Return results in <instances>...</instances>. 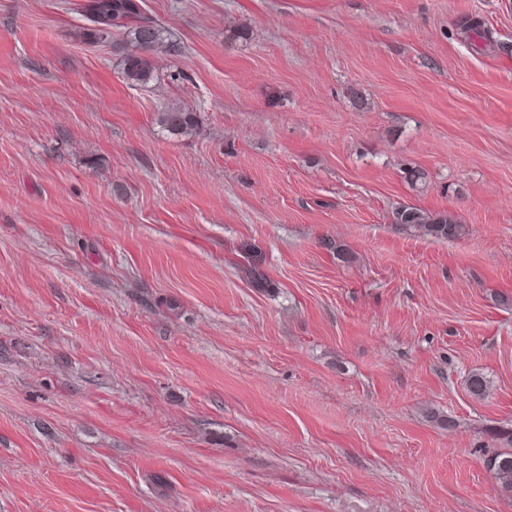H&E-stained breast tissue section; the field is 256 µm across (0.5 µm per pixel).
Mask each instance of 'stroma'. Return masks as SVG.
Returning <instances> with one entry per match:
<instances>
[{"instance_id":"stroma-1","label":"stroma","mask_w":512,"mask_h":512,"mask_svg":"<svg viewBox=\"0 0 512 512\" xmlns=\"http://www.w3.org/2000/svg\"><path fill=\"white\" fill-rule=\"evenodd\" d=\"M86 2L0 0V512H512V0ZM144 7V0H95L88 17L94 27L84 32L93 41L110 40L114 32L126 34L133 49L125 55L123 74L130 84L145 83L153 77L151 52L163 49L172 56L181 52L178 44L164 41L162 30L145 15ZM159 126L172 136H186L195 132L199 126L200 117L197 112L182 107L172 106L158 112ZM394 221L440 240L458 238L465 232V224H461L456 216L449 213L431 215L413 206H401L396 209ZM486 466L500 491L512 493V450L491 455Z\"/></svg>"}]
</instances>
